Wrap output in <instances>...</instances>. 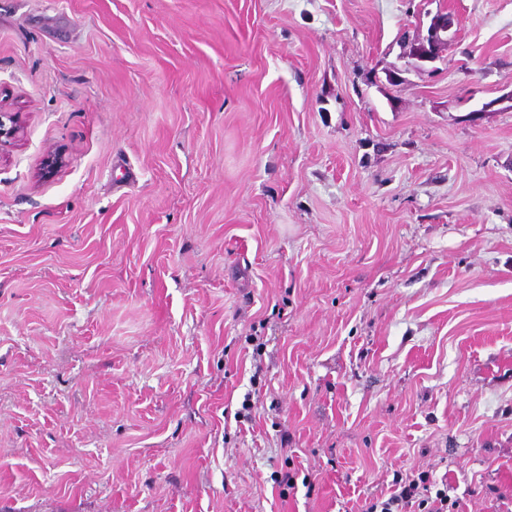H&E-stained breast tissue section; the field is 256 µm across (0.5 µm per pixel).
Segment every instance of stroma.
Masks as SVG:
<instances>
[{
	"instance_id": "stroma-1",
	"label": "stroma",
	"mask_w": 512,
	"mask_h": 512,
	"mask_svg": "<svg viewBox=\"0 0 512 512\" xmlns=\"http://www.w3.org/2000/svg\"><path fill=\"white\" fill-rule=\"evenodd\" d=\"M511 92L512 0H0V512H512ZM455 24V19L447 11H437L430 20L426 39L412 42L408 47L407 57L420 62H435L442 57L448 47V30ZM20 125L16 113L2 112L0 107V151L19 138ZM426 479L421 478L420 482L416 481H405L396 480L393 484V491L390 493L389 497L385 500L375 501L367 503L365 501V506H363L361 512H403V509L409 506V503L412 505V500L419 495V486L422 483V489L425 492H428L427 485L425 484ZM395 509V510H394Z\"/></svg>"
}]
</instances>
